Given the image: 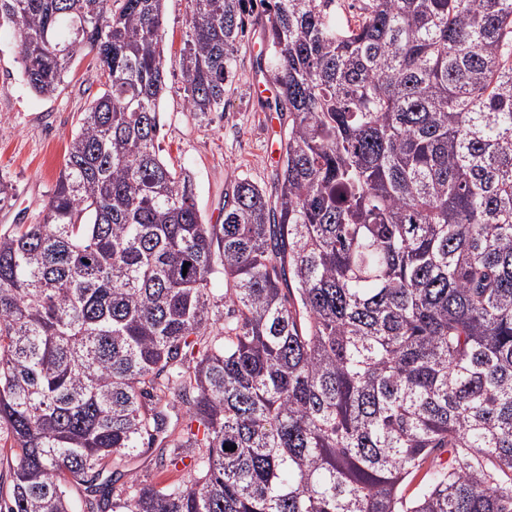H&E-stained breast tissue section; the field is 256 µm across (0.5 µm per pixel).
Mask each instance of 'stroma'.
I'll return each mask as SVG.
<instances>
[{
  "label": "stroma",
  "mask_w": 512,
  "mask_h": 512,
  "mask_svg": "<svg viewBox=\"0 0 512 512\" xmlns=\"http://www.w3.org/2000/svg\"><path fill=\"white\" fill-rule=\"evenodd\" d=\"M188 15L187 0H166L162 45L168 68L161 103V155L192 173L203 219L220 224L227 179L245 177L273 191L276 160L271 151L278 148L288 118L263 112L252 97L256 59L266 47L263 27L254 19L245 23L224 116L207 122L190 115L178 66ZM97 69L93 55L78 54L65 93L51 100L40 98L22 74L14 32L0 27V181L11 188L0 202V232L41 218L64 166L77 116L99 93Z\"/></svg>",
  "instance_id": "obj_1"
}]
</instances>
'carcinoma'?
Instances as JSON below:
<instances>
[{"label":"carcinoma","instance_id":"carcinoma-1","mask_svg":"<svg viewBox=\"0 0 512 512\" xmlns=\"http://www.w3.org/2000/svg\"><path fill=\"white\" fill-rule=\"evenodd\" d=\"M165 2L0 0L35 95L102 85L0 233V512H512V0H259L288 139L222 224L159 154ZM251 3L188 0L195 119ZM154 443L188 480L105 474Z\"/></svg>","mask_w":512,"mask_h":512}]
</instances>
